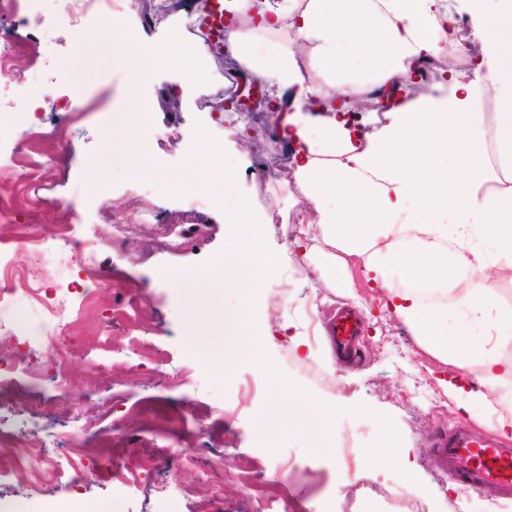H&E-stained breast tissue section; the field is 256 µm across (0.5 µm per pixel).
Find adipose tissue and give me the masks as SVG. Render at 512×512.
Instances as JSON below:
<instances>
[{
    "mask_svg": "<svg viewBox=\"0 0 512 512\" xmlns=\"http://www.w3.org/2000/svg\"><path fill=\"white\" fill-rule=\"evenodd\" d=\"M243 25L229 34L233 55L258 79L288 96V113L277 126L293 150L292 181L303 193L327 245L340 252L339 267L363 263L365 274L384 288L397 315L427 352L460 372L480 363L482 381L506 383L488 413L512 404V359L497 350L512 343V309L496 308L481 320L477 338L448 332V307L469 309L489 302V286L502 265L512 266V0L497 13L475 18L481 54L467 76L451 73V92L428 98H392L388 121L373 137L362 136L347 115L352 99L404 85L428 57L443 56L456 34L453 0H223ZM352 39L339 48L336 33ZM257 34L275 35L263 56L252 53ZM369 62L366 79L346 69ZM494 94L498 110L485 114L480 102ZM329 102L327 116L310 100ZM154 107L138 101L130 135L138 149L131 177H153L163 188L192 193L209 180H225L224 156L204 138L187 145L176 172L161 170L149 148ZM497 131L496 165L504 187L489 189L470 175L465 198L449 209L452 177L445 158L458 134L482 141ZM494 240L496 253L479 248Z\"/></svg>",
    "mask_w": 512,
    "mask_h": 512,
    "instance_id": "obj_1",
    "label": "adipose tissue"
}]
</instances>
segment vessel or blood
Listing matches in <instances>:
<instances>
[{"instance_id": "obj_1", "label": "vessel or blood", "mask_w": 512, "mask_h": 512, "mask_svg": "<svg viewBox=\"0 0 512 512\" xmlns=\"http://www.w3.org/2000/svg\"><path fill=\"white\" fill-rule=\"evenodd\" d=\"M336 353L357 352L360 323L355 312L338 308L328 331ZM435 452L443 472L462 478L470 487L512 499V446L495 437L474 435L465 423H457L436 441Z\"/></svg>"}]
</instances>
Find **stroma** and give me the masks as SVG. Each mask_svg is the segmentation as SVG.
<instances>
[{"label":"stroma","mask_w":512,"mask_h":512,"mask_svg":"<svg viewBox=\"0 0 512 512\" xmlns=\"http://www.w3.org/2000/svg\"><path fill=\"white\" fill-rule=\"evenodd\" d=\"M25 8L0 27L10 43L37 44L39 59L21 53L15 66L46 93L36 103L29 92L16 93L12 109L0 112V191L16 197L0 211V234H26L0 255L14 288L0 301V430L44 439L62 474L38 478L28 465L1 470L0 502L33 493L51 512H64L76 497L105 512H407L412 503L421 512H512V500L444 474L432 451L459 421L493 433L485 402L496 394L478 396L480 365L468 370L474 395L469 413L460 414L448 388L456 368L424 350L362 264L349 266L351 293L337 287L319 227L292 221L304 201L286 185L281 141L224 111L227 68L205 52L183 0H124L117 9L94 0L78 16L61 0H27ZM107 12L138 29L142 42L114 50L102 22ZM146 40L200 65L199 84L181 89L178 72L166 66L134 84L129 62ZM139 98L156 106L150 148L159 168L179 170L184 143L198 134L224 149L229 186L204 189L197 224L178 248L182 196L125 170L136 151L128 124ZM34 130L41 138L18 153L20 138ZM90 157L111 166L106 188L85 174ZM262 167L270 171L263 183ZM63 205L75 210L80 237L96 240L111 287L85 295L76 246L53 241ZM116 213L128 217L119 229ZM253 223L263 227L262 246L276 263L260 288L245 293L207 271L221 253L247 258L242 227ZM45 252L51 262H38ZM185 268L202 275L198 312L212 325L195 350L184 315L189 293L168 278ZM343 304L362 321L352 365L336 359L324 335ZM77 307L83 314L75 319ZM242 310L272 329L284 320L293 326L296 341L268 343V371L250 359L235 322ZM59 334L73 351L62 366L51 347ZM219 362L227 368L221 380L212 373ZM279 379L289 392L276 387ZM296 399L321 407L302 430L288 420ZM327 423L336 443L350 441V455L338 446L318 453ZM79 448L90 449L89 459L69 467Z\"/></svg>","instance_id":"35a3bbf8"}]
</instances>
